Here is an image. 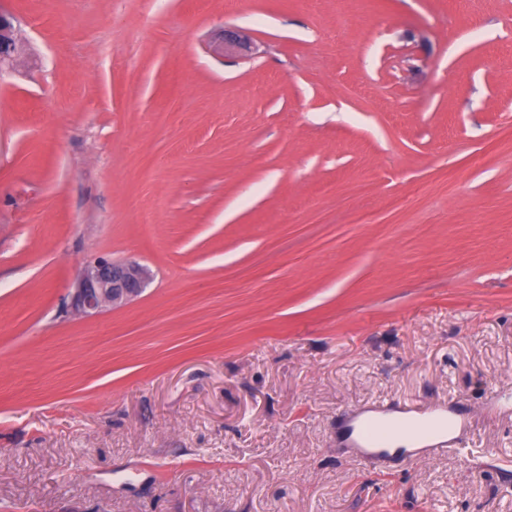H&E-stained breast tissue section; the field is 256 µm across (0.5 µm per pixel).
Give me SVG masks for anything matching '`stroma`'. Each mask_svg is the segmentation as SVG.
<instances>
[{
	"label": "stroma",
	"instance_id": "obj_1",
	"mask_svg": "<svg viewBox=\"0 0 512 512\" xmlns=\"http://www.w3.org/2000/svg\"><path fill=\"white\" fill-rule=\"evenodd\" d=\"M0 11V512H512V0ZM100 256L152 282L74 317ZM449 403L443 452L336 444ZM253 49L249 33L243 30L227 31L224 34V56L245 54Z\"/></svg>",
	"mask_w": 512,
	"mask_h": 512
}]
</instances>
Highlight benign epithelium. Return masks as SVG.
Here are the masks:
<instances>
[{"label":"benign epithelium","instance_id":"benign-epithelium-1","mask_svg":"<svg viewBox=\"0 0 512 512\" xmlns=\"http://www.w3.org/2000/svg\"><path fill=\"white\" fill-rule=\"evenodd\" d=\"M15 19L0 12V55L10 52ZM253 49L249 33L243 30L224 34V54H245ZM150 275L134 261L113 262L100 257L79 270L70 293L69 310L76 317L97 316L103 311L133 301L145 290Z\"/></svg>","mask_w":512,"mask_h":512}]
</instances>
